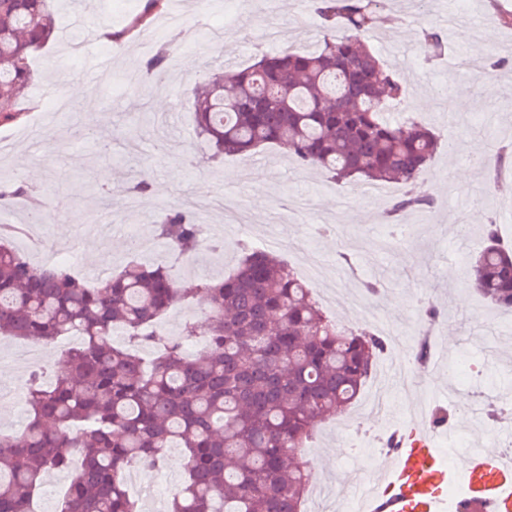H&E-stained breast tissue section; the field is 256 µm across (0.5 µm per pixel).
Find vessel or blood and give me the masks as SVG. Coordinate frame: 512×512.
Returning a JSON list of instances; mask_svg holds the SVG:
<instances>
[{
	"label": "vessel or blood",
	"mask_w": 512,
	"mask_h": 512,
	"mask_svg": "<svg viewBox=\"0 0 512 512\" xmlns=\"http://www.w3.org/2000/svg\"><path fill=\"white\" fill-rule=\"evenodd\" d=\"M406 433L386 455L375 480L360 492L359 512H458L470 500L476 512H512V455L486 447L446 469L443 451L422 414L405 417Z\"/></svg>",
	"instance_id": "obj_1"
}]
</instances>
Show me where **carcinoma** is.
I'll list each match as a JSON object with an SVG mask.
<instances>
[{
    "mask_svg": "<svg viewBox=\"0 0 512 512\" xmlns=\"http://www.w3.org/2000/svg\"><path fill=\"white\" fill-rule=\"evenodd\" d=\"M54 0H0V123L20 121V92L33 85L32 58L56 37ZM167 0H146L120 32L147 27ZM322 36L312 49L262 53L245 67L205 66L191 107L197 135L219 163L247 158L268 145L284 149L301 169L336 184L395 182L401 195L387 209L394 224L405 211L434 202L417 181L440 139L412 117L386 116L406 87L367 40L382 15L381 0H309ZM433 57L448 51L445 35L422 30ZM175 49L157 42L147 74L164 83ZM512 173V144L492 147L483 174L496 187ZM35 187L0 177V208L33 199ZM200 221L166 208L156 235L172 261H135L88 285L67 264L33 266L0 226V336L50 345L80 336L61 360L63 374L47 385L34 369L23 399L30 419L20 436L0 433V512H29L42 479L70 480L57 512H139L125 489L132 467L155 469L167 448L185 453V478L167 512H302L309 465L306 447L323 419L346 411L370 377L385 341L327 317L287 263L239 244L232 275L177 285L178 264L202 248ZM484 247L469 262V282L491 305L512 309V249L499 243L498 223L482 230ZM181 301L206 310L208 329L193 353L186 320L177 337L157 330ZM126 336L115 346L112 336Z\"/></svg>",
    "mask_w": 512,
    "mask_h": 512,
    "instance_id": "cac0c4a2",
    "label": "carcinoma"
}]
</instances>
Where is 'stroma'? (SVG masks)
Masks as SVG:
<instances>
[{
  "mask_svg": "<svg viewBox=\"0 0 512 512\" xmlns=\"http://www.w3.org/2000/svg\"><path fill=\"white\" fill-rule=\"evenodd\" d=\"M91 3L83 12L72 0H59L60 37L33 60L38 79L24 93L30 110L23 122L0 125V168L36 183L45 194L40 231L47 247L71 256L83 269L82 280L90 281L131 259L129 231L154 238L160 210L200 200L209 204L201 219L224 249L184 263V285L231 274L244 239L266 240L267 251L292 267L302 250L312 251L329 275L326 287L352 298L365 280L383 279L379 311L404 339L380 356V364L411 356L425 336L435 350H447L448 358L432 374L408 375L403 385L371 375L348 415L321 421L306 451L310 492H317L323 479L343 475L369 482L377 465L374 449L397 432L398 419L412 407L429 414L447 409L449 422L438 427L437 440L440 447L461 452L512 423V357L500 351L512 341V312L493 308L468 281L469 258L484 245L489 216L500 218L504 241H512V176L483 194V173L469 160L491 141H512V26L500 20L501 11H512V0H466L461 9L452 0H428L417 10L410 0H389L386 11L399 15L400 23L377 26L370 34L384 66L408 87L404 111L418 113L441 141L420 178V189L434 206L405 213L395 237L385 212L400 185L386 184L382 196L355 202L351 187L297 168L283 149L269 147L216 165L208 144L196 136L188 90L209 59V36L221 33L212 49L228 52L240 66L260 52L313 46L320 24L306 0H233L231 26L224 23L219 0H169L166 13L179 17L167 31L176 58L164 86L148 96L129 93L122 76L141 71L157 40L154 27L119 44L103 37L106 29L123 28L145 0ZM81 25L90 34L76 54L68 33ZM425 26L447 32L446 57L429 59L420 39ZM491 57L504 62L495 79L473 80L470 67H482ZM75 81L88 87L93 106L72 96L64 112L47 106L46 86L66 94ZM145 172L151 191L127 197L126 188ZM90 186L111 189V210L100 209L87 195ZM335 215L341 223L332 233L319 234L318 225ZM343 250L352 266L341 264ZM424 300L439 312L434 325L422 321ZM26 378L18 366L0 363L1 431L13 432L27 420L19 400Z\"/></svg>",
  "mask_w": 512,
  "mask_h": 512,
  "instance_id": "1",
  "label": "stroma"
}]
</instances>
